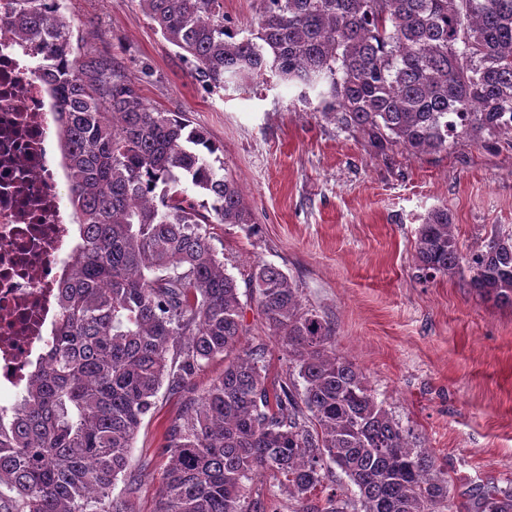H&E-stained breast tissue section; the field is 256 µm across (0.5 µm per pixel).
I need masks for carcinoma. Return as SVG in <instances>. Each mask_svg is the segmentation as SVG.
I'll use <instances>...</instances> for the list:
<instances>
[{
  "label": "carcinoma",
  "mask_w": 512,
  "mask_h": 512,
  "mask_svg": "<svg viewBox=\"0 0 512 512\" xmlns=\"http://www.w3.org/2000/svg\"><path fill=\"white\" fill-rule=\"evenodd\" d=\"M262 2L257 29L241 37L222 0H139L198 83L220 90L272 73L326 84L323 117L373 148L421 155L450 138L512 135V0ZM62 8L9 0L7 22L56 103L78 241L54 332L18 404L0 409V512H124L112 486L152 398L220 356L223 374L167 431L157 512H245L243 480L264 472L302 512H512L511 486L451 502L447 471L336 352L332 324L262 263L249 288L303 383L269 389L264 351L242 345L238 285L206 230L252 223L237 182L183 113L152 109L111 60L76 55ZM186 182L211 200L207 213ZM414 251L419 280L466 271L478 295L512 307V234L467 256L448 209L435 208ZM332 464L358 499L335 489L312 498Z\"/></svg>",
  "instance_id": "cac0c4a2"
}]
</instances>
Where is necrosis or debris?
<instances>
[{
  "mask_svg": "<svg viewBox=\"0 0 512 512\" xmlns=\"http://www.w3.org/2000/svg\"><path fill=\"white\" fill-rule=\"evenodd\" d=\"M26 45L0 26V395H16L58 315L62 253L75 215L59 192L55 106L22 59Z\"/></svg>",
  "mask_w": 512,
  "mask_h": 512,
  "instance_id": "necrosis-or-debris-1",
  "label": "necrosis or debris"
}]
</instances>
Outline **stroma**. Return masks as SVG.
Here are the masks:
<instances>
[{
    "instance_id": "stroma-1",
    "label": "stroma",
    "mask_w": 512,
    "mask_h": 512,
    "mask_svg": "<svg viewBox=\"0 0 512 512\" xmlns=\"http://www.w3.org/2000/svg\"><path fill=\"white\" fill-rule=\"evenodd\" d=\"M62 13L152 107L186 113L216 145L255 217L248 229L210 225L225 272L240 283L260 263L288 274L306 308L332 323L337 350L366 374L377 401L446 463L455 500L478 485L511 484L512 308L478 296L465 273L418 280L414 242L442 206L463 253L512 233V147L457 140L430 154H381L325 120L317 92L300 85L268 76L202 87L138 0H64ZM240 301L246 346L266 350L268 385L288 381V358L249 291ZM223 371L219 357L182 390H159L133 441L131 474L112 488L128 512H156L166 432ZM242 494L247 506L299 508L267 473L244 480Z\"/></svg>"
}]
</instances>
